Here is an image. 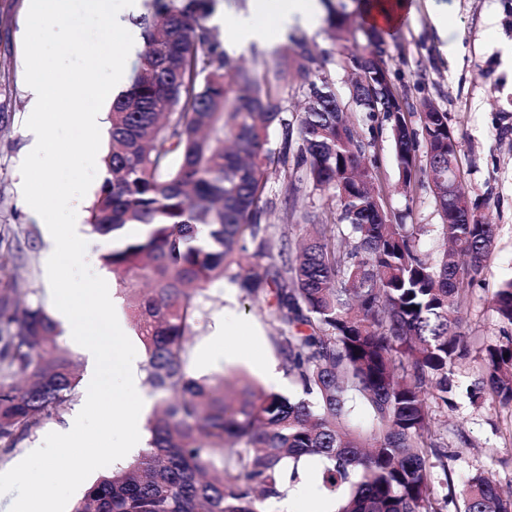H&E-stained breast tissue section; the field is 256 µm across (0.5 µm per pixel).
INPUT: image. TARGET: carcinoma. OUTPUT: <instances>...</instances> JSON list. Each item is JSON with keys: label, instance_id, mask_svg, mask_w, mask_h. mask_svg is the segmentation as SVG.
Masks as SVG:
<instances>
[{"label": "carcinoma", "instance_id": "obj_1", "mask_svg": "<svg viewBox=\"0 0 512 512\" xmlns=\"http://www.w3.org/2000/svg\"><path fill=\"white\" fill-rule=\"evenodd\" d=\"M214 0H151L134 20L143 46L127 90L112 101L106 176L89 210L91 231L112 239L102 255L131 304L146 348L145 381L159 396L148 447L90 485L73 512H266L286 496L299 462L317 461L316 482L332 512H512L490 468L458 486L448 475L452 372L469 353L461 310L489 271L495 225L472 210L448 113L420 102L407 119L380 32L361 30L364 53L353 103L391 126L393 156L409 195L427 179L442 223L437 256L418 248L425 226L384 209L372 143L358 133L303 34L287 59L307 86L305 111L288 118L279 71L234 68L205 25ZM338 40L351 34L333 14ZM272 127L282 130L267 147ZM427 148L417 173V136ZM292 174L326 192L334 207L300 254L279 266H238L243 297L266 304L283 327L273 337L290 399L244 375L213 381L187 370L190 336L207 285L235 255L271 256L262 223L269 174ZM24 284L0 289V456L79 394L75 358L40 306L21 307ZM512 326V277L491 297ZM471 401L512 406V334L485 348ZM369 426L351 423L357 408Z\"/></svg>", "mask_w": 512, "mask_h": 512}]
</instances>
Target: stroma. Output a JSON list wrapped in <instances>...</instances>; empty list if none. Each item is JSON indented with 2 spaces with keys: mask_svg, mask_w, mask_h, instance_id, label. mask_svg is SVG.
<instances>
[{
  "mask_svg": "<svg viewBox=\"0 0 512 512\" xmlns=\"http://www.w3.org/2000/svg\"><path fill=\"white\" fill-rule=\"evenodd\" d=\"M414 14L389 37L390 76L398 94L410 106L422 99L433 100L447 112L448 124L458 137V159L463 186L477 216L496 226L491 270L484 281L475 285L463 317L471 348L468 358L455 369L454 379L469 388L482 376V351L496 343L502 323L489 299L502 279L512 277V59L504 58V47H512V0H410ZM447 11L448 24L462 40L460 56L447 58L433 24V15ZM27 0H0V225L11 224L31 230L30 239L22 241L23 259L17 267L0 272V285L7 277L18 276L28 283L27 302L43 305L48 314L56 309L48 300L43 273L45 227L28 213L22 191L20 167L25 159L30 115L25 82L23 39L26 29ZM316 54H327L330 80L340 98H348L352 69L351 55L362 49L361 43L333 39L325 18H318L304 28ZM364 137L374 143L389 212L407 213L408 223L422 224L426 232L419 244L433 253L440 247L435 226L440 218L427 183L417 184L411 196L395 192L399 172L394 162L390 126L385 118L374 124H362ZM286 178L269 180L268 210L263 218L274 231L275 244H286L295 251L306 231L304 215L319 216L331 200L312 184L299 183L294 194H286ZM90 245L86 260L92 271L104 278L125 334L136 349V362H144L145 348L137 336L131 317L130 295L122 293L118 279L104 266L101 257L112 247L109 238L91 233L88 224L78 226ZM205 314L195 328L191 350H198L209 340L218 325L242 324L258 335L256 348L233 363H218L207 370L189 364L194 378L218 377L242 372L260 385L285 395L293 389L286 375L269 382L258 368L265 362L279 365L272 343L279 327L266 305L244 300L236 283L224 279L211 284ZM448 470L454 479H462L472 468L493 463L495 477L502 486L512 485V409L492 401L472 403L459 396L448 410Z\"/></svg>",
  "mask_w": 512,
  "mask_h": 512,
  "instance_id": "1",
  "label": "stroma"
}]
</instances>
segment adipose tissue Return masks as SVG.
Wrapping results in <instances>:
<instances>
[{"label":"adipose tissue","instance_id":"ef3b65f1","mask_svg":"<svg viewBox=\"0 0 512 512\" xmlns=\"http://www.w3.org/2000/svg\"><path fill=\"white\" fill-rule=\"evenodd\" d=\"M252 11L253 16L249 19H227L218 13L213 21L223 25L229 43L245 45L261 40L267 34L266 24L256 19L258 13L272 14L275 24L285 28L316 19L321 8L318 0H254Z\"/></svg>","mask_w":512,"mask_h":512}]
</instances>
